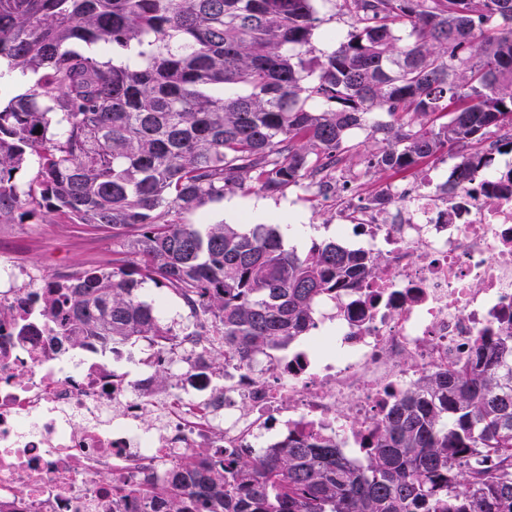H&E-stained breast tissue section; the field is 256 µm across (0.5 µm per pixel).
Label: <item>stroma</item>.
<instances>
[{"label":"stroma","instance_id":"stroma-1","mask_svg":"<svg viewBox=\"0 0 512 512\" xmlns=\"http://www.w3.org/2000/svg\"><path fill=\"white\" fill-rule=\"evenodd\" d=\"M322 22L312 46L315 54L335 49L336 38L347 35L351 18L341 6L325 4L320 9ZM349 141L355 149L345 165L336 172V180L359 195L366 196L385 189L389 183L419 182L448 170L472 151L471 144L451 143L433 158L414 169L394 174L367 169L364 158L374 143L367 131L352 130ZM186 224H281L291 225L284 240L286 249L303 254L312 243L337 237L336 210L320 197L303 188H290L285 195L270 197L256 190L225 194L207 202L198 211L182 215ZM118 245L111 234L86 233L83 226L63 218L52 222L27 220L21 224H0V250L12 254L25 269L39 270L54 276L71 275L88 265L111 267Z\"/></svg>","mask_w":512,"mask_h":512}]
</instances>
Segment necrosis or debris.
<instances>
[{
    "label": "necrosis or debris",
    "instance_id": "1",
    "mask_svg": "<svg viewBox=\"0 0 512 512\" xmlns=\"http://www.w3.org/2000/svg\"><path fill=\"white\" fill-rule=\"evenodd\" d=\"M488 152L480 175L398 184L383 206L336 199L338 220L386 265L318 303L315 322L333 325L331 335L250 369L227 357L219 376L198 366L205 340L178 323L164 344L142 342L130 356L102 360L93 340L73 348L29 310L48 275L18 276L1 253L0 512H134L114 483L143 490L180 452L269 448L291 434L332 438L360 463L395 402L430 373L455 370L512 314V151ZM21 318L32 335H16ZM162 359L176 378L157 391Z\"/></svg>",
    "mask_w": 512,
    "mask_h": 512
}]
</instances>
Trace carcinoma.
<instances>
[{
    "instance_id": "cac0c4a2",
    "label": "carcinoma",
    "mask_w": 512,
    "mask_h": 512,
    "mask_svg": "<svg viewBox=\"0 0 512 512\" xmlns=\"http://www.w3.org/2000/svg\"><path fill=\"white\" fill-rule=\"evenodd\" d=\"M319 2L331 0H0V83L37 76L0 105V224L64 216L130 237L135 255L31 295L72 346L167 335L140 297L150 281L209 336L211 371L228 353L251 368L309 335L319 301L382 258L334 240L299 255L276 224L200 228L181 214L228 192L331 186L349 132L376 110L379 171L465 141L474 176L495 131L512 149V0H341L352 30L314 56ZM174 378L161 365L154 387ZM147 512H512V317L394 404L365 463L315 434L188 450L151 484Z\"/></svg>"
}]
</instances>
